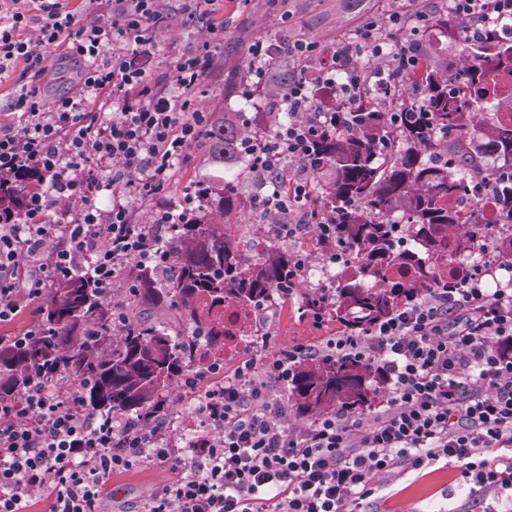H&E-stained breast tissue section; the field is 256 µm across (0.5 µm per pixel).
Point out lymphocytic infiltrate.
Here are the masks:
<instances>
[{
  "label": "lymphocytic infiltrate",
  "instance_id": "lymphocytic-infiltrate-1",
  "mask_svg": "<svg viewBox=\"0 0 512 512\" xmlns=\"http://www.w3.org/2000/svg\"><path fill=\"white\" fill-rule=\"evenodd\" d=\"M159 2L90 0L95 16L82 23L64 0H0V80L20 61L30 75L7 104L18 122L0 123V188L28 184L18 206L0 212V324L38 311L49 288L72 275L108 297L116 283L135 287L139 267L170 262V227L196 205L189 193L170 198L172 171L211 122L192 96L223 33L209 28L172 63L177 92L169 94L150 74L166 23ZM448 10L472 28L512 15V0H448ZM57 48L81 69L76 90L48 103L42 79ZM249 53L260 81L281 57H323L319 73L304 68L289 83L288 118L270 142L248 141L265 179L287 161L316 171L315 143L339 120L318 106L320 95L338 94L353 108L371 64L389 56L399 76L422 55L413 38L388 43L374 20L326 52L313 41L285 50L258 41ZM100 100L112 113L93 111ZM324 351L377 366L383 404L286 428L270 385H287L317 356L296 345L251 359L242 382L213 394L191 448L167 435L163 416L91 411L77 391L33 372L21 393L0 398V512H24L38 497L48 512H104L101 489L112 473L144 465L178 477L139 512H359L379 478L438 464L482 494L483 512H512V285L489 288L475 273L459 288L424 289L367 335H336Z\"/></svg>",
  "mask_w": 512,
  "mask_h": 512
}]
</instances>
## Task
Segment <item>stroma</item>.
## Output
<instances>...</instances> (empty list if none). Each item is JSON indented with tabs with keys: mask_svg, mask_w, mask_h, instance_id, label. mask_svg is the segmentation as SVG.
<instances>
[{
	"mask_svg": "<svg viewBox=\"0 0 512 512\" xmlns=\"http://www.w3.org/2000/svg\"><path fill=\"white\" fill-rule=\"evenodd\" d=\"M168 26L159 42L160 51L152 66V77L164 83V76L176 55L194 45L201 34L200 25L188 24L182 13L183 0H164ZM400 8L410 19L422 10L445 12L448 0H280L277 9H269L267 0H214L207 14L210 24L224 29V44L216 58V69L195 94L198 109L207 112H242L258 121L264 111L262 101L245 100L237 85L250 74L247 48L258 39H310L324 47L334 46L343 36L353 33L366 19L386 18ZM300 295H292L268 327L269 352L303 344L321 349L337 333L336 325L324 323L317 328L300 313ZM174 471L161 466H144L113 474L104 489L107 512H133L135 505L157 487L174 480ZM453 474L439 468L425 474L411 472L384 478L377 495L366 503L367 512H474L475 497L449 493Z\"/></svg>",
	"mask_w": 512,
	"mask_h": 512,
	"instance_id": "1",
	"label": "stroma"
}]
</instances>
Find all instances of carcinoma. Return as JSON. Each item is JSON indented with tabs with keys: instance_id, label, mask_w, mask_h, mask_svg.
Returning a JSON list of instances; mask_svg holds the SVG:
<instances>
[{
	"instance_id": "obj_1",
	"label": "carcinoma",
	"mask_w": 512,
	"mask_h": 512,
	"mask_svg": "<svg viewBox=\"0 0 512 512\" xmlns=\"http://www.w3.org/2000/svg\"><path fill=\"white\" fill-rule=\"evenodd\" d=\"M430 26L455 42L467 62L439 66L425 53L406 75L418 100L404 126L395 130L383 120L404 100L393 94L387 102L359 103L362 126L338 125L316 145L330 180L316 176L315 186L330 203L336 246L357 263L341 276L330 300L308 292L304 302L351 336L365 335L426 288L459 287L485 243L501 239L498 260L512 266V235L454 205L470 182L490 183L498 215L512 225V178L502 177L512 170V89L500 85L501 75L512 74V41H500L488 27L473 46L446 13ZM296 73L295 63L278 60L270 80L255 89L271 106L270 135L287 119L285 92ZM246 138L237 114L217 118L201 136L210 163L223 166L224 176L206 175L191 189L222 216L246 214L236 187L253 164ZM168 250L174 268L143 269L138 288L121 301L127 331L118 345L112 343L113 302L79 275L59 282L42 304V335L24 348L0 347V389L20 391L37 367L83 382L86 406L99 413H156L172 386L204 365L201 345L224 350V306L261 307L288 283L294 262V253L273 247L246 271L224 226L200 216L172 226ZM146 307L175 310L185 329L144 316ZM378 378L355 357L325 354L300 365L288 382L289 399L310 417L342 407L369 410Z\"/></svg>"
}]
</instances>
